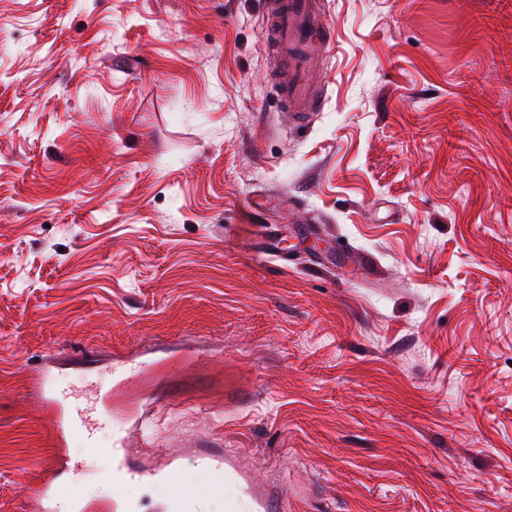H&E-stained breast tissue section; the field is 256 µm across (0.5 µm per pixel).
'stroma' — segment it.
Returning <instances> with one entry per match:
<instances>
[{
	"mask_svg": "<svg viewBox=\"0 0 512 512\" xmlns=\"http://www.w3.org/2000/svg\"><path fill=\"white\" fill-rule=\"evenodd\" d=\"M321 9L297 123L266 0H0V512L45 364L111 387L100 447L157 397L131 461L232 451L271 512H512V0ZM69 454L62 497L111 495Z\"/></svg>",
	"mask_w": 512,
	"mask_h": 512,
	"instance_id": "obj_1",
	"label": "stroma"
}]
</instances>
